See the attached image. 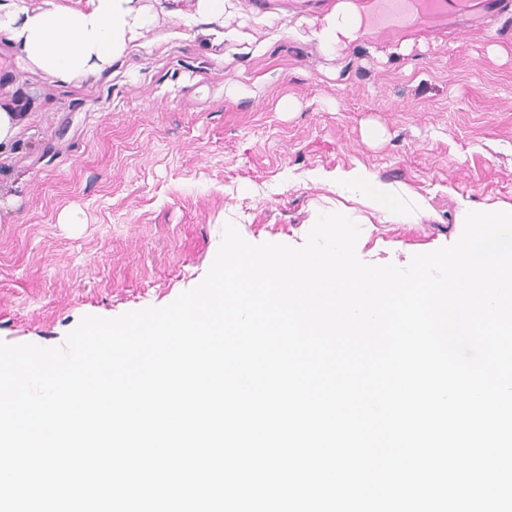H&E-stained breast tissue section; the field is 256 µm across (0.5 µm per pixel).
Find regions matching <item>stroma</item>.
I'll return each mask as SVG.
<instances>
[{"label": "stroma", "mask_w": 512, "mask_h": 512, "mask_svg": "<svg viewBox=\"0 0 512 512\" xmlns=\"http://www.w3.org/2000/svg\"><path fill=\"white\" fill-rule=\"evenodd\" d=\"M340 0H141L156 24L98 78L63 85L0 41V341L61 345L86 315L171 303L226 223L302 246L341 201L316 170L365 167L426 201L362 225L357 255L407 266L455 243L464 205L512 202V0L429 21L352 0L360 41L325 54L309 22ZM377 137H368V130ZM82 221L65 223L66 211ZM20 128L19 118L17 112H12L10 109L0 107V152L7 149L12 142Z\"/></svg>", "instance_id": "35a3bbf8"}]
</instances>
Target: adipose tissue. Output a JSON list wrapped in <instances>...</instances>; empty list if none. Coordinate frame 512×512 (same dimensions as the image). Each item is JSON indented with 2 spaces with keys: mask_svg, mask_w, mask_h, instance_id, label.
Returning a JSON list of instances; mask_svg holds the SVG:
<instances>
[{
  "mask_svg": "<svg viewBox=\"0 0 512 512\" xmlns=\"http://www.w3.org/2000/svg\"><path fill=\"white\" fill-rule=\"evenodd\" d=\"M155 23L138 0H88L87 7L47 10L18 7L0 0V39L10 42L29 68L69 84L97 75L119 59L127 45ZM312 35L330 53L358 41L362 22L350 0H342L315 22ZM337 187L390 223L413 224L422 205L402 188L376 178L366 169L337 172Z\"/></svg>",
  "mask_w": 512,
  "mask_h": 512,
  "instance_id": "1",
  "label": "adipose tissue"
}]
</instances>
